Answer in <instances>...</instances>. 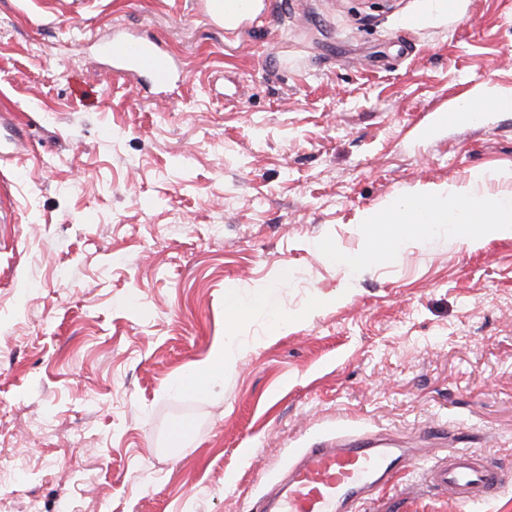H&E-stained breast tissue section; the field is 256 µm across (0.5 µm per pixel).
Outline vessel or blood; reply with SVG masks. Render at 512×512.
<instances>
[{"instance_id":"obj_1","label":"vessel or blood","mask_w":512,"mask_h":512,"mask_svg":"<svg viewBox=\"0 0 512 512\" xmlns=\"http://www.w3.org/2000/svg\"><path fill=\"white\" fill-rule=\"evenodd\" d=\"M202 5L204 18L228 31L256 15L252 0H202ZM103 51L116 72L154 89L164 91L180 82L176 60L160 40L117 35ZM396 465L382 441L367 434H336L294 452L275 490L259 501L256 512H337L342 500L387 483ZM425 480L460 501L475 502L494 496L504 486L505 474L459 450L432 461Z\"/></svg>"}]
</instances>
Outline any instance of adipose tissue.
<instances>
[{"instance_id": "obj_1", "label": "adipose tissue", "mask_w": 512, "mask_h": 512, "mask_svg": "<svg viewBox=\"0 0 512 512\" xmlns=\"http://www.w3.org/2000/svg\"><path fill=\"white\" fill-rule=\"evenodd\" d=\"M456 216L454 235L458 243L473 247L484 240L512 236V194L482 193L467 196L456 191H438L413 196L391 205L388 210L368 211L363 217L365 249L361 256L346 257L329 241L316 243L322 258L350 266L392 262L404 243L411 238L428 237L434 226ZM263 292L251 302L239 300L233 293L224 296V334L217 337L208 355L194 363L175 384L176 389L198 392L212 389L224 380L236 364V340L252 317L263 306Z\"/></svg>"}]
</instances>
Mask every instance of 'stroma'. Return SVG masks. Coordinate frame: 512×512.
<instances>
[{
  "mask_svg": "<svg viewBox=\"0 0 512 512\" xmlns=\"http://www.w3.org/2000/svg\"><path fill=\"white\" fill-rule=\"evenodd\" d=\"M262 0L236 33L195 0H0V512H254L298 448L395 439L361 512H512L428 486L446 446L512 472V238L447 228L351 272L362 217L411 193L512 192V110L437 115L512 88V0ZM120 29L186 81L113 72ZM265 306L207 392L171 382L224 333V292ZM327 303L311 309L315 297ZM302 322L271 332L277 312ZM476 102H490L500 108L512 109V91L487 85L477 86L468 100L454 106L450 112L459 121H472L479 115L475 106Z\"/></svg>",
  "mask_w": 512,
  "mask_h": 512,
  "instance_id": "35a3bbf8",
  "label": "stroma"
}]
</instances>
